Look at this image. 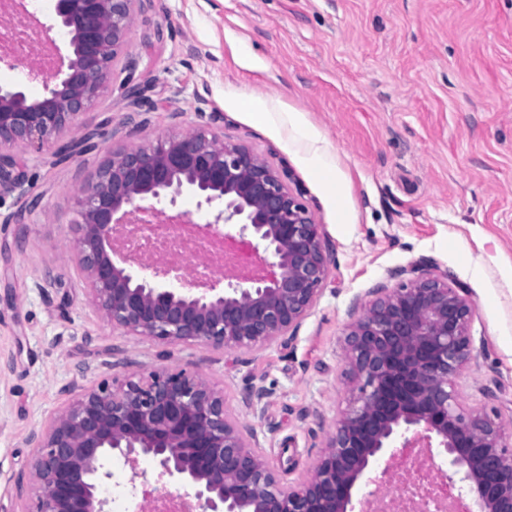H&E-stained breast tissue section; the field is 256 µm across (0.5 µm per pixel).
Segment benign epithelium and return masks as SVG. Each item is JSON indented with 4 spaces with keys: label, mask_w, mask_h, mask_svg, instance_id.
<instances>
[{
    "label": "benign epithelium",
    "mask_w": 512,
    "mask_h": 512,
    "mask_svg": "<svg viewBox=\"0 0 512 512\" xmlns=\"http://www.w3.org/2000/svg\"><path fill=\"white\" fill-rule=\"evenodd\" d=\"M137 0H54L53 24L70 35L67 68L30 100L0 87V188L20 189L23 166L10 149L59 142L97 97L111 62L128 44ZM190 194L206 227L249 244L268 268L245 282L194 277L139 264L112 247V229L135 211L165 214ZM75 250L87 290L112 327L165 344L223 350L264 348L292 335L327 284L331 256L322 225L281 174L249 147L192 130L112 152L81 188ZM408 282L384 288L345 335L351 397L310 475L284 487L224 400L202 377L152 370L103 381L49 419L32 439V512H104L101 482L116 456L155 462L160 476L194 490L197 512H353L355 490L386 453L421 439L439 448L448 481L470 512H512V419L471 412L456 382L473 356L475 315L466 289L419 261Z\"/></svg>",
    "instance_id": "7a95c632"
}]
</instances>
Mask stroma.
I'll use <instances>...</instances> for the list:
<instances>
[{
	"mask_svg": "<svg viewBox=\"0 0 512 512\" xmlns=\"http://www.w3.org/2000/svg\"><path fill=\"white\" fill-rule=\"evenodd\" d=\"M285 112L319 132L332 169L304 162ZM195 126L284 173L322 226L326 288L273 346L124 335L75 271L78 190L114 149ZM79 132L94 148L64 160L15 148L24 189L0 192V512L31 504L30 439L48 418L100 382L160 369L206 378L284 485L304 479L350 398L348 325L422 259L475 306L463 407L512 417V0H139ZM257 386L270 395L255 414ZM110 469L107 501L171 489L148 460Z\"/></svg>",
	"mask_w": 512,
	"mask_h": 512,
	"instance_id": "1",
	"label": "stroma"
}]
</instances>
